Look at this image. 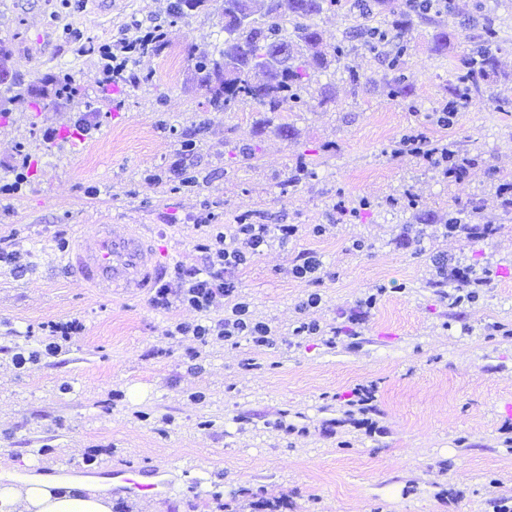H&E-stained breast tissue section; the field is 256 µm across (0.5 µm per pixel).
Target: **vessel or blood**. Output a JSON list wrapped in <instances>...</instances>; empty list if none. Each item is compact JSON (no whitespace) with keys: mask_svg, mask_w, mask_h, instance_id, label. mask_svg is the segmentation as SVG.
Listing matches in <instances>:
<instances>
[{"mask_svg":"<svg viewBox=\"0 0 512 512\" xmlns=\"http://www.w3.org/2000/svg\"><path fill=\"white\" fill-rule=\"evenodd\" d=\"M62 261L74 277L106 293L146 292L162 275L154 245L129 225L120 232L110 224L98 225L94 234L77 237ZM110 475L113 488L130 496H162L171 489L158 468H115Z\"/></svg>","mask_w":512,"mask_h":512,"instance_id":"vessel-or-blood-1","label":"vessel or blood"}]
</instances>
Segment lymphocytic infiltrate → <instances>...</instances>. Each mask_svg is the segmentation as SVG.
I'll list each match as a JSON object with an SVG mask.
<instances>
[{
  "label": "lymphocytic infiltrate",
  "instance_id": "obj_1",
  "mask_svg": "<svg viewBox=\"0 0 512 512\" xmlns=\"http://www.w3.org/2000/svg\"><path fill=\"white\" fill-rule=\"evenodd\" d=\"M204 267L177 266L173 276L153 290L152 303L166 309L180 302L200 312V320L177 323L174 332L204 342L208 338L249 337L254 347L273 345L275 331L268 322L253 318L248 303L241 301L228 275L246 264L248 256L273 242H287L299 228L294 224H254L246 217H236L231 224H201ZM225 301L223 319L209 322L205 314L218 301Z\"/></svg>",
  "mask_w": 512,
  "mask_h": 512
}]
</instances>
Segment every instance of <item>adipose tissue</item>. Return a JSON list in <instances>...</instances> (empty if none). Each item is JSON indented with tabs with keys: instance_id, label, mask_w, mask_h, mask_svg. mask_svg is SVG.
Segmentation results:
<instances>
[{
	"instance_id": "adipose-tissue-1",
	"label": "adipose tissue",
	"mask_w": 512,
	"mask_h": 512,
	"mask_svg": "<svg viewBox=\"0 0 512 512\" xmlns=\"http://www.w3.org/2000/svg\"><path fill=\"white\" fill-rule=\"evenodd\" d=\"M0 512H112L104 487L48 480L39 476L17 483L0 475Z\"/></svg>"
}]
</instances>
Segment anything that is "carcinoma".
<instances>
[{
  "instance_id": "cac0c4a2",
  "label": "carcinoma",
  "mask_w": 512,
  "mask_h": 512,
  "mask_svg": "<svg viewBox=\"0 0 512 512\" xmlns=\"http://www.w3.org/2000/svg\"><path fill=\"white\" fill-rule=\"evenodd\" d=\"M208 0H171L169 14L178 17L184 9H197ZM325 0H288L291 19L282 18L280 0H265V6L254 9L251 0H224V47L219 58L195 64V80L200 88L209 90V102L217 112H225L242 101H254L266 112H280L284 106L297 103L299 91L307 79V69H325L330 58L344 55L341 47L328 54L322 49L321 34L313 19L323 10ZM378 10L394 17V23L404 27L414 18H420L436 7L450 8L449 4L434 5L430 0H373ZM304 45L309 51L304 64H296L297 56L278 69H269L261 51L282 45ZM498 33L488 25L484 30L483 47L475 53L463 55L456 66L453 95L466 93L463 105L483 98L488 79L497 73L496 48ZM234 65L235 78L224 79L220 61Z\"/></svg>"
}]
</instances>
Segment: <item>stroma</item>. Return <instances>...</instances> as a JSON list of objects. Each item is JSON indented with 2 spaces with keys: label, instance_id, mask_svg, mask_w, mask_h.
Listing matches in <instances>:
<instances>
[{
  "label": "stroma",
  "instance_id": "1",
  "mask_svg": "<svg viewBox=\"0 0 512 512\" xmlns=\"http://www.w3.org/2000/svg\"><path fill=\"white\" fill-rule=\"evenodd\" d=\"M223 0L175 19L166 0H0V237L20 258L0 267V470L17 478L54 469L86 480L115 467L163 468L170 494L133 499L112 492L124 512H252L283 500L282 512H488L512 498V210L495 191L512 182V0H452L451 11L364 46L354 0L316 18L325 48L346 57L311 70L298 106L265 112L252 101L214 111L193 81L194 65L224 43ZM500 36L499 71L483 100L437 114L451 100L459 58L480 46L485 21ZM159 27L167 45L137 58L145 84L119 83L113 110L92 48L128 34L133 22ZM51 43L33 59L28 39ZM447 32L448 48L433 40ZM405 55H397L398 46ZM400 56L410 87L390 94ZM361 79L351 83L348 67ZM70 75L65 96L52 78ZM20 84L23 99H12ZM97 127L84 136L81 113ZM454 146L471 165L445 177L440 166L393 156L405 134ZM193 153L181 155L184 139ZM182 161L196 183L181 186ZM295 190L284 191L291 175ZM416 206H408V196ZM366 201L338 218V199ZM480 204L499 232L473 242L446 235L449 214ZM295 224L283 246L250 258L234 281L253 314L280 331L273 347L246 338L208 344L169 337L192 308H155L147 294L98 295L60 265V240L100 224H133L152 237L162 267L203 265L197 219ZM330 230L316 236L312 225ZM315 253L310 278L288 269ZM464 265L488 283L456 306L442 265ZM321 297L306 307L309 294ZM375 296L363 323L351 314ZM79 319L84 329L57 355L47 324ZM335 329L296 336L302 322ZM29 354L16 366L15 352ZM377 387L376 431L340 425L361 384Z\"/></svg>",
  "mask_w": 512,
  "mask_h": 512
}]
</instances>
